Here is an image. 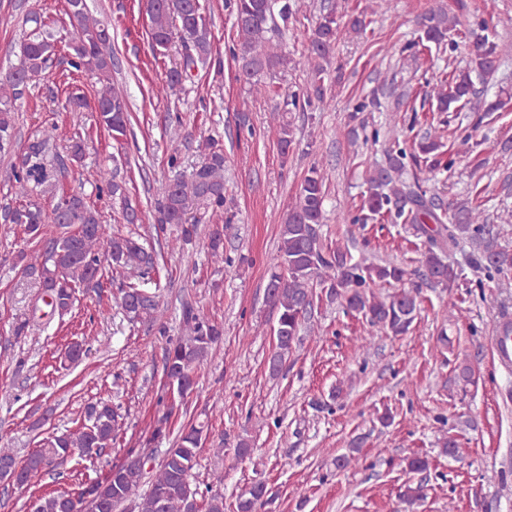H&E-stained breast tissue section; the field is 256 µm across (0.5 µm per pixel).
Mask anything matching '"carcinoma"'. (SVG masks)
I'll list each match as a JSON object with an SVG mask.
<instances>
[{
	"label": "carcinoma",
	"instance_id": "carcinoma-1",
	"mask_svg": "<svg viewBox=\"0 0 512 512\" xmlns=\"http://www.w3.org/2000/svg\"><path fill=\"white\" fill-rule=\"evenodd\" d=\"M76 24L70 33L68 48L70 66L84 71L101 85L95 99V112L102 127L117 138L126 133L129 117L126 100L112 83V50L109 28L99 21L89 22L86 10H77L75 0H67ZM150 22L149 37L153 50L160 54L177 50L179 62L166 72V86L173 92L182 90L192 72L211 64L213 46L211 31L200 0H145ZM233 27L236 31L240 61L236 79L249 87L256 97L280 96L274 82V70L287 65L278 52L269 32L288 24L292 16L290 0H231ZM488 22L477 18L468 28L473 38L474 56L463 71L433 77L427 82L425 100L446 112L450 108L464 109L475 95L472 74L490 75L500 61L512 53V46L499 44L484 34ZM423 38L438 46L458 45L448 34L456 24L446 13H430L422 18ZM336 11L324 12L314 29L307 48L309 63L308 87L302 94L283 98L279 112L276 143L281 154L293 149L294 136L288 113L308 106L311 98L325 101L326 68L336 39L340 34ZM17 62L0 72V150L10 146L15 134L16 103L30 93L35 76L49 69L54 62V35L42 30L20 41L15 52ZM269 76V80L262 76ZM439 137L426 131L407 152L399 139L388 150V165L376 167L367 178V195L363 205L349 218L350 223L365 225L381 216L394 224H415L426 237L427 246L421 253L425 280L435 286L453 289L458 271L444 260L445 247L467 240L473 247L474 259L480 268L507 274L512 270V249L500 245L491 236L486 218L469 203L452 205L450 213H437L426 197L418 178L408 180V164L432 159L441 163ZM49 138L30 142L16 156L12 168V183L16 187V206L4 210L3 220L22 224L31 240L42 250L40 261L24 263L27 253L18 255L22 273L35 279L49 297L53 312L67 314L73 305L75 288L103 287V264L122 269L128 276L144 279L156 269L155 251L132 236L104 237L97 208L81 193H71L58 199L52 217L28 200L32 187L42 186L57 177V171L47 169ZM202 160L189 175H177L161 185V198L155 208V227L165 232L167 225L180 227V239L189 242L197 234V224L191 212L199 206L224 207V166L227 159L223 146L211 139L201 144ZM326 178L318 166L308 169L295 196V203L280 229L278 261L267 277L264 297L276 313L273 326L275 349L269 358L270 374L278 375L301 330L311 327V315L316 289L325 290L331 300L341 297L349 312L358 314L373 327L394 336L406 334L418 312V292L401 290L390 298H380L369 291L376 283L402 282L408 271L392 263H375L362 255L358 258L339 245L328 244L322 233ZM62 229L60 235L42 236L46 219ZM209 248L214 257H223L224 227L215 226L209 235ZM121 307L126 315L140 322L155 323L157 295L135 282L120 285ZM187 339L169 345L163 359L166 385L179 396L192 391L194 371L211 346L221 340L224 327L216 321L199 316L187 305L183 311ZM85 423L73 432L55 436L43 443L23 461L17 460L7 448H0V468L8 467V477L18 486L29 484L37 474L50 470L74 455H99L112 446L119 424L117 413L106 402L87 405ZM202 430L184 428L175 446L165 450L150 488L138 490L145 478L146 463L128 461L112 469L94 490L96 512H116L130 497L139 495L138 512H224V496L213 494L199 498V490L190 482L197 449L201 446ZM249 497L237 503V512H261L267 489L258 482L248 491ZM81 496L61 493L35 501L33 512H80Z\"/></svg>",
	"mask_w": 512,
	"mask_h": 512
}]
</instances>
